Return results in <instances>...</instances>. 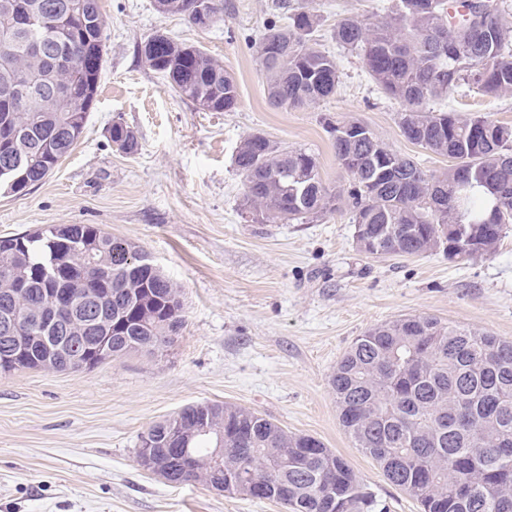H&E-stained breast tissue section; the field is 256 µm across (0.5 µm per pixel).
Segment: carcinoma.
Returning a JSON list of instances; mask_svg holds the SVG:
<instances>
[{
	"instance_id": "obj_1",
	"label": "carcinoma",
	"mask_w": 512,
	"mask_h": 512,
	"mask_svg": "<svg viewBox=\"0 0 512 512\" xmlns=\"http://www.w3.org/2000/svg\"><path fill=\"white\" fill-rule=\"evenodd\" d=\"M205 31L222 19L224 0H153ZM318 18L301 5L269 23L256 54L270 101L300 108L336 91V57L317 47ZM0 166L26 165L4 189L42 182L72 151L88 122L103 69L106 22L99 0H0ZM336 43L363 53L367 72L402 105L398 126L411 143L448 158L438 174L389 148L357 120H327L336 159L349 175L346 203L356 247L375 257L441 251L450 261L491 256L512 225V126L484 115L466 119L429 103L462 84L486 96L512 93V28L494 0H393L386 18L344 17ZM68 68L56 64L60 50ZM144 65L168 79L195 108L229 112L236 79L204 48L155 32L138 46ZM119 151L138 150L135 132L112 123ZM244 206L261 224L318 218L341 198L323 184L316 157L278 146L260 132L242 138L234 158ZM460 226V236L448 226ZM57 275L74 295L111 292L101 330L112 354H150L183 324L180 289L141 247L93 224H60L0 238V302L21 320L56 309ZM28 345L0 371L51 368L44 332L29 325ZM340 420L356 447L421 512H512V341L411 315L360 336L330 377ZM224 438L219 465L210 464ZM139 465L171 484L226 486L230 495L272 500L286 512H376V498L318 439L290 433L240 407L196 403L140 435Z\"/></svg>"
}]
</instances>
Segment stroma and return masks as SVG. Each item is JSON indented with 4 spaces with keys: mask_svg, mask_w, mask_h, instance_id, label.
I'll use <instances>...</instances> for the list:
<instances>
[{
    "mask_svg": "<svg viewBox=\"0 0 512 512\" xmlns=\"http://www.w3.org/2000/svg\"><path fill=\"white\" fill-rule=\"evenodd\" d=\"M277 0H224V18L200 31L154 11L152 0H100L107 27L95 105L71 153L41 183L0 192V236L51 224H96L141 246L181 290L184 322L162 351L130 353L81 371L0 372V512H285L280 504L172 485L142 469L140 435L186 405L217 402L259 412L341 455L383 512H420L409 493L356 448L329 379L376 324L430 315L512 341V228L496 253L462 263L442 252L374 258L359 252L347 209L261 224L243 206L234 167L241 139L265 134L315 155L322 180L345 193L326 120H357L391 149L436 173L448 165L406 140L399 104L370 78L361 51L334 28L385 17L391 0H289L317 14L313 39L335 55L333 95L302 108L273 105L254 44ZM204 46L239 87L236 108L206 112L149 70L138 47L154 32ZM434 109L482 113L512 125V94L460 86ZM138 136L121 153L109 129ZM110 138L114 145L121 144L120 148H117L120 152L125 154H135L138 150V140L135 132L126 124L121 122L112 123V127L109 130Z\"/></svg>",
    "mask_w": 512,
    "mask_h": 512,
    "instance_id": "stroma-1",
    "label": "stroma"
}]
</instances>
